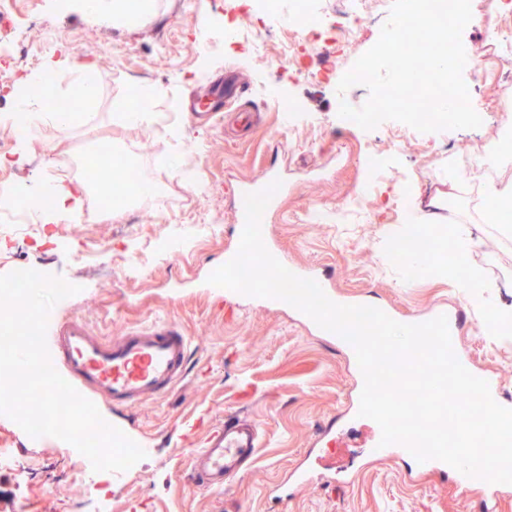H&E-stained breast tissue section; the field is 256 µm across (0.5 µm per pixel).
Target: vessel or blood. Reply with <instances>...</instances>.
<instances>
[{"instance_id":"obj_1","label":"vessel or blood","mask_w":512,"mask_h":512,"mask_svg":"<svg viewBox=\"0 0 512 512\" xmlns=\"http://www.w3.org/2000/svg\"><path fill=\"white\" fill-rule=\"evenodd\" d=\"M242 85L223 86L214 81L198 92L193 111L215 116V100L231 105L242 99ZM448 319L452 344H459L469 324L463 306L438 304L420 315V322L437 316ZM50 359L57 371L82 396L96 395L110 404L111 425L129 430L127 409L135 403L160 398L172 391L184 378L189 353V338L175 323L152 319L130 328L122 335L104 339L80 318L68 314H50L47 333ZM261 438L260 427L249 415L236 412L211 424L201 448L191 457L189 476L193 483L212 490L230 486L251 464ZM421 474L448 475L460 486L476 487L480 481L470 478L439 460L416 463ZM315 471L302 462L276 486L273 499L284 503L293 492L309 485Z\"/></svg>"}]
</instances>
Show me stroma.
I'll return each mask as SVG.
<instances>
[{
  "instance_id": "obj_1",
  "label": "stroma",
  "mask_w": 512,
  "mask_h": 512,
  "mask_svg": "<svg viewBox=\"0 0 512 512\" xmlns=\"http://www.w3.org/2000/svg\"><path fill=\"white\" fill-rule=\"evenodd\" d=\"M227 0H157V10L128 29L64 9L58 0H18L0 36L16 37L15 69L31 60L61 58L92 74L98 86L93 108L68 126L46 125L41 166L20 172L10 191L38 192L50 182L69 187V165L93 147L98 134L137 149L154 196L111 222L87 224L82 214L55 216L49 237L21 234L0 239V275L34 269L78 282L79 293L60 308L106 336L152 317L178 324L191 339L184 380L166 397L129 408L132 439L146 457L121 479L103 473L98 487L108 512H270L272 486L301 461L327 426L336 432L319 453L338 482L319 483L292 495L283 512H483L477 495L453 482L410 473L394 459L370 461V428L342 422L354 396L355 366L335 341L309 333L285 308L234 304L208 295L202 282L236 244L234 192L238 185L276 173L282 185L263 222L289 262L327 273L336 294L381 301L411 319L440 303H459L471 322L461 348L471 364L496 376L512 393V335H488L486 313L512 314V224L488 223L479 202L454 196L455 238L471 242L470 254L485 283L475 302L455 279L427 271H403L385 259L389 228L408 237L411 218H424L429 197L448 181V158L472 153L494 135L500 119L483 128L420 134L400 145L391 122L366 131L345 125L331 74L351 69L378 40L367 24L344 53L322 47L305 62L316 76L299 80L270 57L224 45ZM235 71L248 84L246 106L257 125L228 122L199 126L184 105L200 85L196 72L213 77ZM147 72L157 92L149 118L127 125L122 114L136 93L134 77ZM295 107L309 122L286 126L282 110ZM449 142L451 155L433 144ZM395 171L406 184L395 198L389 184L367 194L358 214L341 218L375 165ZM243 411L260 427L256 461L224 492L191 482L192 451L209 420ZM0 448L12 465L0 467L10 493L0 512H87L92 490L88 458L57 441L45 448L0 414Z\"/></svg>"
}]
</instances>
